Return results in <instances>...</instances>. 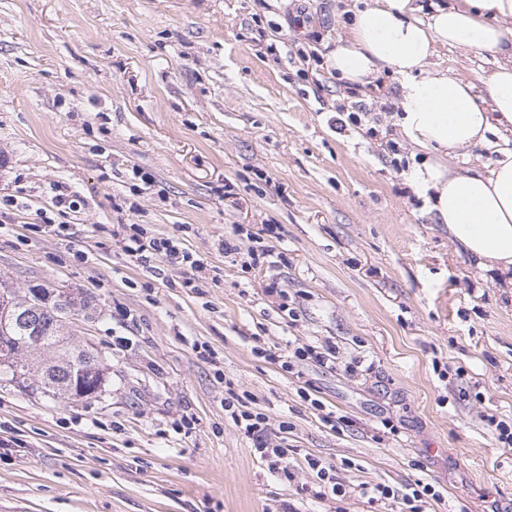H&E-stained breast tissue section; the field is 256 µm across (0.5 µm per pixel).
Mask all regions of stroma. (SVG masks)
<instances>
[{"instance_id": "35a3bbf8", "label": "stroma", "mask_w": 512, "mask_h": 512, "mask_svg": "<svg viewBox=\"0 0 512 512\" xmlns=\"http://www.w3.org/2000/svg\"><path fill=\"white\" fill-rule=\"evenodd\" d=\"M353 2L0 0V280L83 297L73 340L110 372L80 401L0 379V512H374L361 484L418 482L429 512H512V447L487 427L512 421V288L408 186L398 82L340 131L346 87L299 57H327ZM434 62L480 91L495 68ZM58 190L59 234L40 217ZM128 224L182 240L202 293L190 267L128 256ZM238 224L275 225L272 256L244 268L251 236L224 254ZM259 343L329 344L336 366L289 373ZM243 395L290 476L225 412ZM311 458L346 497L309 495Z\"/></svg>"}]
</instances>
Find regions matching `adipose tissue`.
<instances>
[{
	"label": "adipose tissue",
	"mask_w": 512,
	"mask_h": 512,
	"mask_svg": "<svg viewBox=\"0 0 512 512\" xmlns=\"http://www.w3.org/2000/svg\"><path fill=\"white\" fill-rule=\"evenodd\" d=\"M416 0H369L328 61L345 84L365 86L389 70L400 83L396 125L428 159L410 184L427 192L435 223L486 270L512 271V0H451L421 18ZM489 52L496 68L477 98L471 81L431 67L437 47ZM471 147L492 165L451 172L445 155Z\"/></svg>",
	"instance_id": "1"
}]
</instances>
